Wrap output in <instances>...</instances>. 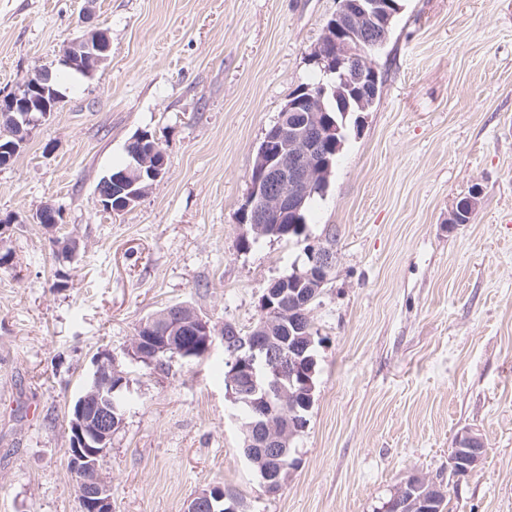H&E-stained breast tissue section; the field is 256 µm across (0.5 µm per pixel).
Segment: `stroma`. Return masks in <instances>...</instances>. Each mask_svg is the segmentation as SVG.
I'll return each mask as SVG.
<instances>
[{
  "label": "stroma",
  "instance_id": "stroma-1",
  "mask_svg": "<svg viewBox=\"0 0 512 512\" xmlns=\"http://www.w3.org/2000/svg\"><path fill=\"white\" fill-rule=\"evenodd\" d=\"M338 0H0V93L59 70L93 25L111 53L70 74L63 100L0 166V512H80L68 416L102 352L186 302L248 331L302 245L242 248L239 221L266 131L318 74L311 54ZM381 92L350 114L307 233L335 231L312 318L322 338L298 468L267 494L242 452L224 345L162 372L125 362L131 404L100 461L113 512H186L211 486L246 512H381L414 474L447 473L458 432L483 462L448 512H512V0H401L375 55ZM166 171L125 211L96 185L140 132ZM477 194L470 223L449 217ZM62 211L49 232L44 204ZM80 237L76 256L51 236Z\"/></svg>",
  "mask_w": 512,
  "mask_h": 512
}]
</instances>
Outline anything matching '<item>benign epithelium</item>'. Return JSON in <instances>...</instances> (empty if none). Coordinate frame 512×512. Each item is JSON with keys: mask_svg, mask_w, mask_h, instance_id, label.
<instances>
[{"mask_svg": "<svg viewBox=\"0 0 512 512\" xmlns=\"http://www.w3.org/2000/svg\"><path fill=\"white\" fill-rule=\"evenodd\" d=\"M391 0H338V9L325 28L324 39L312 53L313 63L325 73L343 69L344 86L354 92L361 110L375 99L378 70L370 53L385 46L389 39ZM110 40L102 29H91L63 50L60 65L78 72H94L108 60ZM50 71L30 78V88L51 96L53 102L34 110L18 91L0 94V110L15 113L14 122L21 133L47 119L60 96L48 86ZM328 87L305 90L292 95L279 113L278 120L264 137L251 181V195L241 214L240 223L249 226V234L260 238L269 234L270 225L283 213H298L316 183L330 169L324 150L344 138L343 128L324 118L323 105ZM166 170V154L159 142L134 153V162L121 175L105 177L97 187L103 210L122 212L138 202ZM126 192V199L112 204V184ZM60 213L49 206L37 211L35 221L49 229L56 228ZM310 268L308 287H288V280L277 279L265 290L259 302L260 316L256 328L244 335L232 323H224L222 341L225 363L230 368V400L240 401L244 394L252 397V406H263L274 398L291 403L300 392L313 398L316 358L306 355L314 345L308 334L307 321L311 304L326 282L336 262L332 248L318 241L309 242ZM290 328L303 343L288 348L283 330ZM216 329L211 320L187 303H180L146 317L139 325L124 357L103 353L95 361L94 383L76 400L70 420L71 459L86 471L97 470L112 444V435L122 427L113 413L112 394L118 386L115 378L126 379L123 359L155 363L162 353L179 352L183 337L198 340L201 349L211 350ZM250 436L248 445L258 453L248 461L265 466L288 456L294 435L292 422L269 419L245 425ZM454 454L448 468L473 469L485 456L482 436L465 429L458 433ZM443 479L412 475L392 493V502L402 512H435L438 487ZM225 495L209 488L197 493L187 512H212L214 503ZM82 512H112V488L100 481L88 482L80 494Z\"/></svg>", "mask_w": 512, "mask_h": 512, "instance_id": "benign-epithelium-1", "label": "benign epithelium"}]
</instances>
